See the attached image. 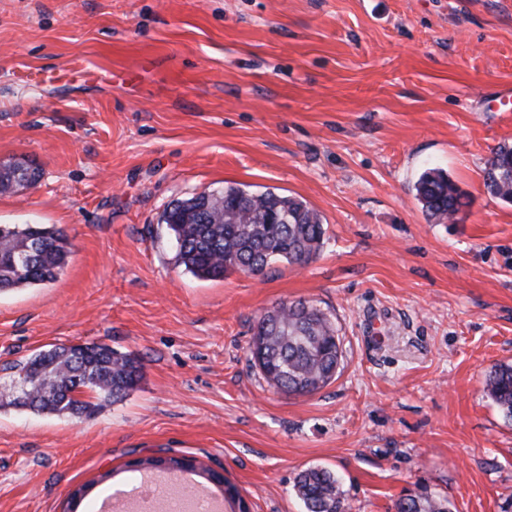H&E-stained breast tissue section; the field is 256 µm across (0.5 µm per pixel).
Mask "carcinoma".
<instances>
[{"instance_id":"obj_1","label":"carcinoma","mask_w":512,"mask_h":512,"mask_svg":"<svg viewBox=\"0 0 512 512\" xmlns=\"http://www.w3.org/2000/svg\"><path fill=\"white\" fill-rule=\"evenodd\" d=\"M486 169L497 178L488 191L512 203V146L501 145ZM37 169L23 164L0 167V194L21 185L33 186ZM416 196L428 219L437 224L455 220L464 206L458 186L440 170L421 174ZM286 218L268 224L269 212ZM162 222L175 243L176 261L201 279H220L228 272L261 274L286 261L303 266L323 246L324 224L303 200L267 190L253 192L227 186L215 197L204 191L171 202ZM71 253L67 236L45 224H0V292L57 280ZM251 361L273 388L306 395L336 376L340 347L336 327L319 309L304 302L281 304L259 318L249 347ZM144 365L133 353L102 344L55 347L9 366L10 382L23 388L0 408L12 406L67 418H89L123 400L143 378ZM490 397L512 421V365L499 364L486 380ZM168 474L198 470V461L181 457L147 458L138 470ZM297 496L306 512H345L339 481L330 470L309 467L296 477ZM398 512H450L449 502L424 492L399 500Z\"/></svg>"}]
</instances>
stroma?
I'll use <instances>...</instances> for the list:
<instances>
[{"instance_id": "1", "label": "stroma", "mask_w": 512, "mask_h": 512, "mask_svg": "<svg viewBox=\"0 0 512 512\" xmlns=\"http://www.w3.org/2000/svg\"><path fill=\"white\" fill-rule=\"evenodd\" d=\"M512 144V0H0V163L41 177L0 224L72 244L53 283L0 293V366L97 343L142 358L123 401L76 421L0 409V512H65L130 461L191 456L250 512H303L331 470L346 512L420 491L512 512V421L486 390L512 364V203L484 186ZM468 201L430 222L414 185ZM234 185L307 202L309 264L203 280L175 261L169 203ZM303 301L342 357L317 392L249 362L267 311ZM416 196L429 220L437 224L454 221L464 206V195L443 171L431 169L421 174L416 185ZM295 488L305 512L345 511L339 481L326 468L316 466L301 471L296 477Z\"/></svg>"}]
</instances>
